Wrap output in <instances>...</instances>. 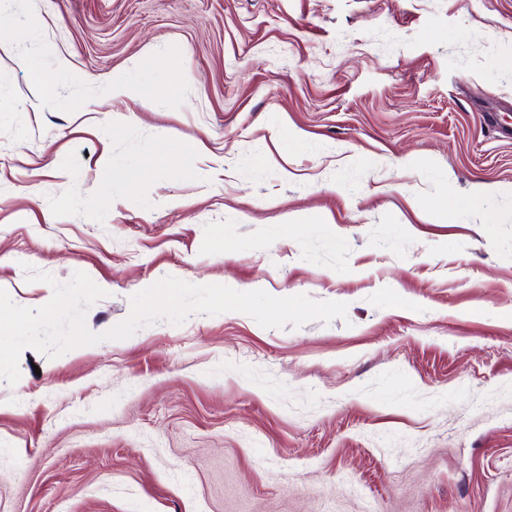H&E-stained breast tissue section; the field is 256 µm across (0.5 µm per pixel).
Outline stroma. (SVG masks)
<instances>
[{
	"label": "stroma",
	"instance_id": "obj_1",
	"mask_svg": "<svg viewBox=\"0 0 512 512\" xmlns=\"http://www.w3.org/2000/svg\"><path fill=\"white\" fill-rule=\"evenodd\" d=\"M0 289L159 320L0 380V512H512V0H9ZM54 104L36 106V78ZM142 98L94 105L110 83ZM452 202L443 217L439 209Z\"/></svg>",
	"mask_w": 512,
	"mask_h": 512
}]
</instances>
